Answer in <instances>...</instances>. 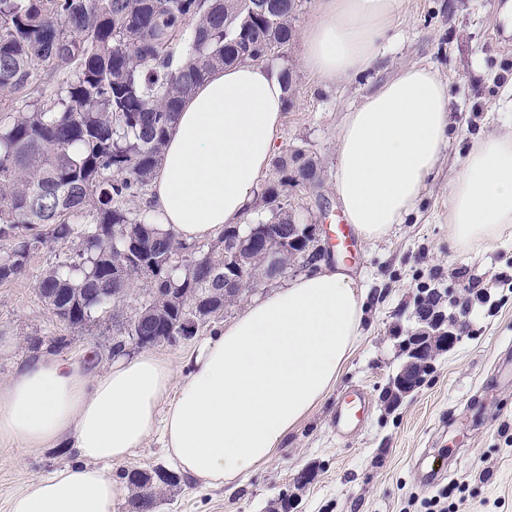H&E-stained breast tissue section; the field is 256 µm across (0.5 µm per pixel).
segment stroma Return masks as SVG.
<instances>
[{
    "mask_svg": "<svg viewBox=\"0 0 512 512\" xmlns=\"http://www.w3.org/2000/svg\"><path fill=\"white\" fill-rule=\"evenodd\" d=\"M512 0H404L386 53L351 80L326 83L301 66L302 43L293 40L269 61L291 69L296 91L283 114L279 150L301 148L320 170L317 185L281 184L268 167L261 185L276 184L297 222L320 227L326 260L337 248L332 226L336 201L337 133L346 113L395 77L402 68L432 67L448 83L450 145L423 194L403 223L375 242L356 243L348 265L365 293L362 334L336 387L281 441L273 459L222 486L184 478L164 489L155 512H281L296 494L299 512H427L422 484L436 470L435 490H447L458 512H512V224L500 238L468 250L448 248V199L467 149L487 129L512 130V41L491 35L495 12ZM74 247L58 239L41 246L18 279L0 283V387L31 356L29 340L64 336L60 360L100 358L92 373L111 365L120 332L117 316L130 315L144 297L134 285L119 306L97 312L73 329L47 309L37 285ZM486 291L473 305L463 339L432 362L421 385L389 408L385 391L403 361L401 339L414 328V300L422 286L438 289L443 306L456 313L469 298V282ZM357 387L369 397L362 424L341 439L331 416L342 392ZM66 448L0 447V512L12 496L73 463ZM160 435L150 436L113 479L131 469L170 468ZM312 469L314 480L297 488L296 474Z\"/></svg>",
    "mask_w": 512,
    "mask_h": 512,
    "instance_id": "1",
    "label": "stroma"
}]
</instances>
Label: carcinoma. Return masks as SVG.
Segmentation results:
<instances>
[{
  "label": "carcinoma",
  "mask_w": 512,
  "mask_h": 512,
  "mask_svg": "<svg viewBox=\"0 0 512 512\" xmlns=\"http://www.w3.org/2000/svg\"><path fill=\"white\" fill-rule=\"evenodd\" d=\"M297 12L295 0H0V282L25 275L44 238H72L79 250L38 281L48 309L71 326L140 281L156 346L175 344L183 329L185 309L172 297L203 306L205 324L235 305L264 276L257 268L225 289V267L251 257L240 238L224 233L174 270L172 257L189 244L129 204L149 185L184 99L214 70L288 45ZM274 167L285 179L319 181L300 148ZM254 207L270 213L259 241L307 247L276 186ZM37 224L47 234L16 233ZM162 487L142 483L127 508L155 506Z\"/></svg>",
  "instance_id": "cac0c4a2"
}]
</instances>
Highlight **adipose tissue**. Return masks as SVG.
<instances>
[{
  "label": "adipose tissue",
  "instance_id": "adipose-tissue-1",
  "mask_svg": "<svg viewBox=\"0 0 512 512\" xmlns=\"http://www.w3.org/2000/svg\"><path fill=\"white\" fill-rule=\"evenodd\" d=\"M400 0H316L303 64L324 81L374 67ZM287 92L278 70L240 64L212 74L182 104L151 182L161 232L189 243L239 224L281 136ZM448 85L404 69L347 114L336 195L347 223L376 241L419 200L449 135ZM512 224V132L470 148L448 202V245L491 243ZM363 292L343 264L247 304L176 370L144 352L102 375L51 355L27 360L0 387V446L64 443L75 461L14 496L8 512H113L124 487L105 471L161 431L178 470L229 483L269 463L288 432L335 387L361 334Z\"/></svg>",
  "mask_w": 512,
  "mask_h": 512
}]
</instances>
